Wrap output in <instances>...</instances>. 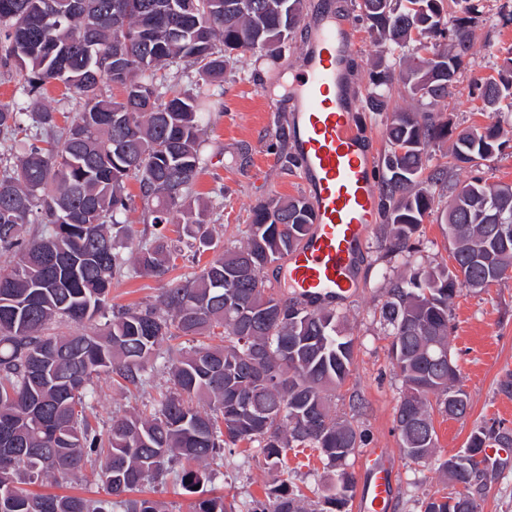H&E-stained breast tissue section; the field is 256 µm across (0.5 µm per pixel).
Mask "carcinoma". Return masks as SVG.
Wrapping results in <instances>:
<instances>
[{
	"label": "carcinoma",
	"mask_w": 512,
	"mask_h": 512,
	"mask_svg": "<svg viewBox=\"0 0 512 512\" xmlns=\"http://www.w3.org/2000/svg\"><path fill=\"white\" fill-rule=\"evenodd\" d=\"M303 0H0V76L19 97L0 101V137L24 140L17 156H0V430L8 464L0 467V512H165L161 502L128 494L172 475L188 494L211 479L199 466H224V453L257 443L266 465L288 450L315 448L336 470L309 508L278 480L246 512H346L357 489L349 461L365 434L333 409L331 392L351 375L354 339L334 308L308 310L267 291L262 274L286 259L311 226L306 197H275L251 210L246 241L215 254L198 272L173 279L160 305L123 308L104 329L71 336L46 332L53 320L92 324L112 280L130 268L163 279L175 246L168 224L202 251L214 248L211 211L194 194L205 159L202 113L210 86L245 52L280 53L301 22ZM478 0H360L359 20L380 44L406 48L399 67L379 59L370 72L369 111L387 107L393 84L430 102L455 96L472 46ZM197 70L195 90L177 89L169 71ZM61 85L76 115L59 122L46 102ZM119 87L122 96L109 94ZM487 108L509 100L512 57L496 78L470 85ZM455 136L453 158L488 159L512 141L500 125L453 129L442 112H391L381 166V232L386 254L408 259L412 239L446 200L454 265H410L385 277L379 322L391 338L401 382L395 408L401 454L414 463L437 453L433 413L464 418L469 396L449 349L454 299L512 278V185L477 177L447 184L446 169L428 168V148ZM138 185L140 222L128 214ZM39 224L27 237L23 228ZM130 245L129 257L117 251ZM169 358L168 389L148 416L94 429L86 410L93 380L114 373L137 388L150 361L174 336H211ZM512 448V430L482 423L470 434L469 464L439 463L464 491L438 490L420 512H479L478 498L501 471L484 448ZM91 465L112 499L33 494L20 485L63 479ZM191 512H237L222 496L197 498Z\"/></svg>",
	"instance_id": "1"
}]
</instances>
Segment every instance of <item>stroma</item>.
<instances>
[{"label": "stroma", "instance_id": "stroma-1", "mask_svg": "<svg viewBox=\"0 0 512 512\" xmlns=\"http://www.w3.org/2000/svg\"><path fill=\"white\" fill-rule=\"evenodd\" d=\"M332 12L339 16L357 14L354 0H304L303 22L294 31L277 59L245 54L224 73V81L214 86V106L205 116V167L195 190L217 216L211 224L216 249L241 245L246 240L249 212L258 202L279 196L306 193L298 166L279 159L269 150L278 120L288 119L280 111L269 110L288 98L291 79L305 66L312 43L308 20ZM512 48V0H481L476 37L466 59V68L458 77V93L453 103H438L440 111H451L461 126L498 124L512 127V108H484L480 99L469 92L475 77L497 75L508 49ZM400 50L375 43L365 24L355 26V46L349 57L348 76L358 99H365L370 89V71L376 58L397 63ZM427 101L406 92H392L386 112L360 109L357 127L374 145L376 154L387 148L384 137L386 113L396 109L422 112ZM223 195H216V188ZM417 262L425 265L450 262V244L439 215H432L421 225L414 241ZM380 228L372 226L358 275L357 292L338 307L345 317L346 332L355 340L356 355L352 372L338 389L334 404L337 413L352 414L355 425L367 435L364 449L358 450L354 465H361L367 450L398 448L395 407L401 382L392 364L389 346L378 321L384 301V272L402 268L401 259L383 256ZM163 284L151 277L124 275L112 285L110 302L115 306L158 304ZM453 328L449 347L460 372L464 390L470 399L467 419L435 416L434 425L441 454L452 455L464 448L476 424L495 419L512 429V279L478 291L466 289L454 301ZM168 378L166 362L157 359L147 382L139 388L124 386L109 373L94 380L95 394L89 411L92 423L108 427L113 416L148 413L157 406L160 391ZM332 477L318 451L304 448L288 453L285 467L272 470L263 462L259 448L241 447L226 457L215 478L205 482L208 495H228L236 502L263 498L274 479L289 480L307 500L322 493ZM445 480L434 462L414 463L403 456L395 458V493L390 512H419L426 496L442 489ZM34 491L63 495L103 498L107 492L96 473L83 470L67 481L36 482Z\"/></svg>", "mask_w": 512, "mask_h": 512}]
</instances>
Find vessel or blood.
I'll list each match as a JSON object with an SVG mask.
<instances>
[{"label":"vessel or blood","instance_id":"b4317fda","mask_svg":"<svg viewBox=\"0 0 512 512\" xmlns=\"http://www.w3.org/2000/svg\"><path fill=\"white\" fill-rule=\"evenodd\" d=\"M307 71L292 84L287 107L313 225L284 273L296 297L321 306L344 302L356 288L355 258L379 217L373 156L358 136L356 100L343 86L349 46L334 18L313 24ZM394 456L376 451L363 466L359 512H390Z\"/></svg>","mask_w":512,"mask_h":512}]
</instances>
